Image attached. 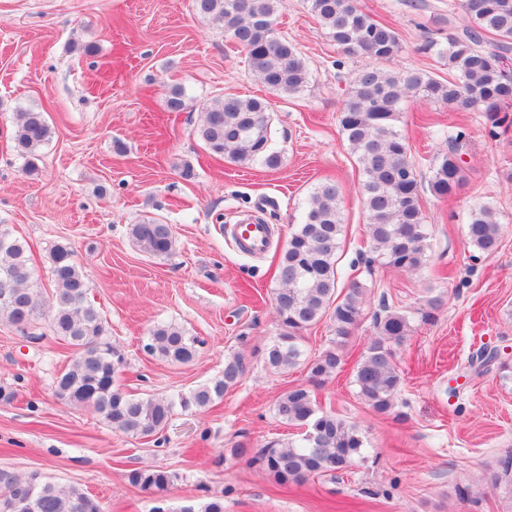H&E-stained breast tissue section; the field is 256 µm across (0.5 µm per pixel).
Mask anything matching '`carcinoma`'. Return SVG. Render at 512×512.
I'll return each mask as SVG.
<instances>
[{
	"label": "carcinoma",
	"instance_id": "1",
	"mask_svg": "<svg viewBox=\"0 0 512 512\" xmlns=\"http://www.w3.org/2000/svg\"><path fill=\"white\" fill-rule=\"evenodd\" d=\"M325 37L349 56L368 63L350 78L339 123L348 148L362 175L360 194L367 221L369 256L366 272L392 267L416 272L426 261L429 247L422 193L447 198L466 182L457 148L430 160L428 182L418 178L424 158L416 159L406 139L395 129L402 104L409 98L446 105L465 112L491 113V136L512 124L498 116L512 104V75L503 67L512 51V0H453L448 15L460 11L464 24L448 34L444 43L426 41L420 50L433 53L448 69L442 78L421 69L387 71L380 63L401 49L398 33L388 24L361 11L356 0H306ZM194 10L224 29L245 56L248 69L271 92L294 96L310 81V72L298 48L278 29L286 0H193ZM187 107L185 90L172 89L170 112ZM271 104L254 97L228 96L208 105L198 135L214 154L249 165L275 169L280 154L273 147ZM50 135L44 113L19 112L13 136L14 150L36 170V150ZM341 197L336 184L326 182L312 194L303 221L295 225L277 265L273 302L280 333L263 352L265 365L274 371L307 367L308 384L284 391L273 406L274 417L285 426L305 430L299 440L274 438L256 448L247 441L235 444L233 456L268 474L276 484H302L316 476L331 475L354 466L364 446L359 429L333 412L322 410L313 389L342 372L344 349L360 324L366 288L351 281L337 293V252L342 230ZM130 234L141 252L169 254L174 245L172 226L155 218L131 225ZM469 244L489 254L499 246L497 213L480 205L470 214L466 232ZM29 247L10 225L0 224V319L22 331L42 318L49 319L54 335L74 350L69 369L55 385L61 400L92 408L113 429L150 438L162 431L175 408L205 409L224 398L246 373L245 356L224 359L219 375L175 398L137 396L118 384L125 367L122 351L107 335L100 310L87 298L86 276L66 243L54 246L49 278L54 284L51 304L30 287ZM330 322L333 336L317 356L304 358L303 332L322 320ZM413 314L394 309L381 300L374 315L375 335L353 365L358 397L378 414L393 412L403 384L394 346L411 332ZM202 342L175 323L150 329L145 353L162 361L189 364L196 360ZM130 482L150 494H162L177 480L165 469H139ZM16 496L27 498L26 512H103L102 504L75 486L64 487L36 473L19 475L0 470V512H12Z\"/></svg>",
	"mask_w": 512,
	"mask_h": 512
}]
</instances>
